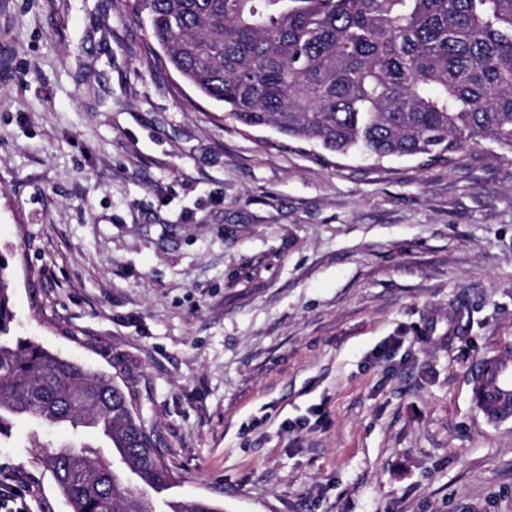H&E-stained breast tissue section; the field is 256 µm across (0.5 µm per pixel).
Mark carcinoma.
<instances>
[{
	"instance_id": "cac0c4a2",
	"label": "carcinoma",
	"mask_w": 512,
	"mask_h": 512,
	"mask_svg": "<svg viewBox=\"0 0 512 512\" xmlns=\"http://www.w3.org/2000/svg\"><path fill=\"white\" fill-rule=\"evenodd\" d=\"M134 15L162 63L242 126L428 165L491 141L512 162V0H135ZM7 267L0 440L19 415L64 429L33 447L71 512H157L129 476L158 489L173 473L132 386L9 335Z\"/></svg>"
}]
</instances>
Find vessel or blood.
Instances as JSON below:
<instances>
[{"label":"vessel or blood","instance_id":"1","mask_svg":"<svg viewBox=\"0 0 512 512\" xmlns=\"http://www.w3.org/2000/svg\"><path fill=\"white\" fill-rule=\"evenodd\" d=\"M469 383L486 421L512 424V347L478 359L470 371Z\"/></svg>","mask_w":512,"mask_h":512}]
</instances>
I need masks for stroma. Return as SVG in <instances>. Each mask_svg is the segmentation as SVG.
I'll return each mask as SVG.
<instances>
[{"label":"stroma","mask_w":512,"mask_h":512,"mask_svg":"<svg viewBox=\"0 0 512 512\" xmlns=\"http://www.w3.org/2000/svg\"><path fill=\"white\" fill-rule=\"evenodd\" d=\"M131 3L0 0L12 335L131 380L177 498L512 512V425L468 381L512 345V163L261 148ZM31 429L0 442V483L71 512Z\"/></svg>","instance_id":"35a3bbf8"}]
</instances>
